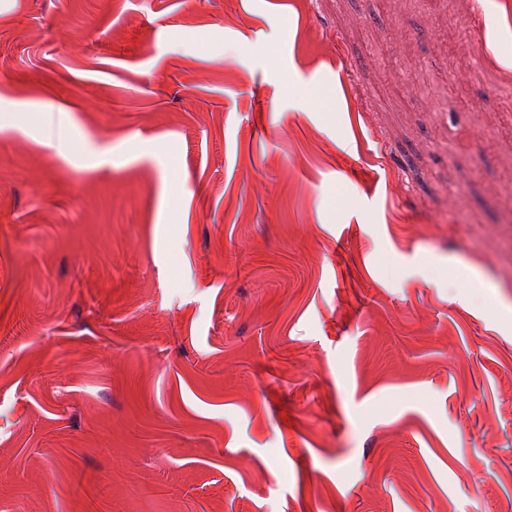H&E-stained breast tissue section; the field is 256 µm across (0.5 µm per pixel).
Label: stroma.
Listing matches in <instances>:
<instances>
[{
    "label": "stroma",
    "mask_w": 512,
    "mask_h": 512,
    "mask_svg": "<svg viewBox=\"0 0 512 512\" xmlns=\"http://www.w3.org/2000/svg\"><path fill=\"white\" fill-rule=\"evenodd\" d=\"M470 2L0 0V512H512V26Z\"/></svg>",
    "instance_id": "obj_1"
}]
</instances>
